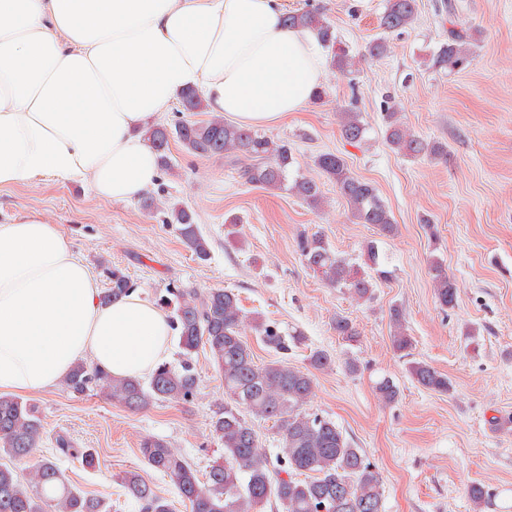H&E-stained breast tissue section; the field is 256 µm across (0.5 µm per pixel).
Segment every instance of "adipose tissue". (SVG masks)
Returning a JSON list of instances; mask_svg holds the SVG:
<instances>
[{
	"mask_svg": "<svg viewBox=\"0 0 512 512\" xmlns=\"http://www.w3.org/2000/svg\"><path fill=\"white\" fill-rule=\"evenodd\" d=\"M288 0H0V189L48 178L127 202L160 178L144 128L198 90L248 125L301 111L322 86L315 31ZM58 225L0 224V391L52 388L81 360L115 377L164 363L167 312L141 292L101 304Z\"/></svg>",
	"mask_w": 512,
	"mask_h": 512,
	"instance_id": "ef3b65f1",
	"label": "adipose tissue"
}]
</instances>
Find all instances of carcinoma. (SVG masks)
I'll return each mask as SVG.
<instances>
[{
    "label": "carcinoma",
    "mask_w": 512,
    "mask_h": 512,
    "mask_svg": "<svg viewBox=\"0 0 512 512\" xmlns=\"http://www.w3.org/2000/svg\"><path fill=\"white\" fill-rule=\"evenodd\" d=\"M416 18V0H386L379 26L387 32L412 27ZM290 28H313L322 47L330 52V65L349 75L354 61L340 45L333 25L323 13L306 10L285 17ZM474 38L470 29L450 22L448 36L434 50L431 61L437 69L450 72L469 66L473 61ZM181 111L199 112L204 108L196 90L185 92ZM385 136L388 144L405 157L429 156L444 159L447 147L427 142L411 133L397 113L386 110ZM341 133L350 143L364 139L366 127L361 114L352 108L341 112ZM160 158L168 168L169 140L174 138L188 151L199 156H242L251 161L244 170L248 182L279 189L294 166L288 144H275L264 134L214 116L208 121L181 119L169 129L149 125L144 129ZM319 174L334 183L346 199L351 219L357 224H371L382 234L395 230L394 219L378 189L370 182L352 175L345 160L335 153L316 157ZM289 190L312 208L323 200L319 183L313 177L298 175ZM169 223L186 246L199 257L208 254L194 214L187 208L171 205ZM303 262L332 288L347 291L357 300L372 299L378 281L385 277L379 269L378 251L373 243L364 249L363 264H356L332 249L322 236L304 237L300 243ZM435 297L443 309H452L457 288L448 278L441 260L431 262ZM134 289L122 273L113 271L102 300L109 302ZM157 304L170 312L172 328L178 333L183 359L174 366L160 364L144 383L138 378H114L83 361L64 379L67 390L76 394L99 389L109 392L112 400L130 410H141L158 402H191L197 395L198 375L192 354L203 347L224 377V409L210 420L211 432L224 447V455L213 461L205 480L197 470L165 439L147 436L139 451L145 464L168 477L190 512H263L268 503L279 504L282 512H383L380 474L361 449L356 448L330 418L307 410L314 391L312 374L288 365L283 360L259 364L243 336L250 326L261 341L274 351L286 354L302 337L280 330L273 322L247 315L237 294L230 289L206 290L169 287L158 296ZM394 326L393 346L399 352L412 349V339L404 327L401 310L391 312ZM407 372L421 387L441 393L453 390L448 377L425 362H412ZM380 399L388 404L399 395V388L389 377L375 383ZM252 415L247 419L245 414ZM271 421L278 429L282 456L276 457L279 472L273 476L265 448L254 421ZM42 434V422L36 405L9 395L0 396V512H109L103 499L91 496L71 485L57 462L37 460L22 480L10 465L33 457ZM56 449L81 460L83 467L94 469L99 460L90 448H76L65 435L55 438ZM9 462H4V459ZM125 495L139 512H173V504L159 495L138 472L121 478Z\"/></svg>",
    "instance_id": "1"
}]
</instances>
